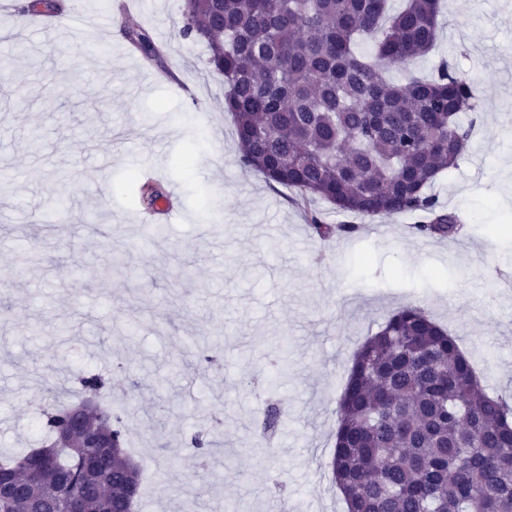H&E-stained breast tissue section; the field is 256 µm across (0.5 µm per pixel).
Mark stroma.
Returning a JSON list of instances; mask_svg holds the SVG:
<instances>
[{"mask_svg":"<svg viewBox=\"0 0 512 512\" xmlns=\"http://www.w3.org/2000/svg\"><path fill=\"white\" fill-rule=\"evenodd\" d=\"M62 2L61 27L21 15L0 40V455L35 446L48 389L68 402L99 373L153 472L139 512H182L198 465L186 446L218 418L196 512H344L318 475L338 400L357 348L405 305L457 337L489 391L512 393V0H445L410 69L449 60L477 82L479 109L461 117L472 148L433 188L465 219L450 238L418 235L408 214L375 234L239 166L222 79L177 35L184 0H131L151 59L115 0ZM145 182L171 212L141 250ZM312 208L356 232L319 239ZM204 341L220 357L208 382L190 354ZM265 388L281 408L271 437ZM125 31L129 41L147 57L156 55V48L152 37L146 29L135 24H130L126 26Z\"/></svg>","mask_w":512,"mask_h":512,"instance_id":"1","label":"stroma"}]
</instances>
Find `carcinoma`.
<instances>
[{
	"instance_id": "1",
	"label": "carcinoma",
	"mask_w": 512,
	"mask_h": 512,
	"mask_svg": "<svg viewBox=\"0 0 512 512\" xmlns=\"http://www.w3.org/2000/svg\"><path fill=\"white\" fill-rule=\"evenodd\" d=\"M185 0L183 39L206 50L224 77V110L238 140L236 162L268 181L365 219L410 213L416 233L452 237L456 214L432 188L468 152L471 129L458 115L478 111L475 83L454 63L429 77L389 81L438 37L440 0ZM23 11L56 15L57 0H29ZM129 41L156 55L150 33L135 24ZM373 44L368 58L357 51ZM322 239L353 224L309 216ZM102 394L110 381L81 378ZM45 414L40 446L0 460V481L24 489L0 498V512H51L49 495L89 498L100 512L139 501L141 470L126 448L127 410L93 411L86 425L112 442V454L63 436L84 405ZM328 464L347 512H512V406L481 385L455 337L417 306L392 313L358 349L338 403ZM214 441L191 446L205 461ZM51 457L55 467L42 468Z\"/></svg>"
}]
</instances>
